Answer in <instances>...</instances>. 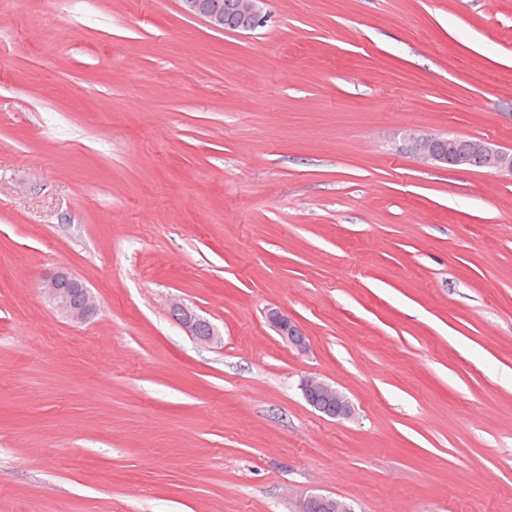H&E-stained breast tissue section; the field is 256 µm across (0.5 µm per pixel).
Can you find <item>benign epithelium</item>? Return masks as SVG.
<instances>
[{"mask_svg": "<svg viewBox=\"0 0 512 512\" xmlns=\"http://www.w3.org/2000/svg\"><path fill=\"white\" fill-rule=\"evenodd\" d=\"M180 3L184 14L203 19L212 29L222 30L229 23L237 31H248L258 26L262 18L261 4L265 0H230L225 7L216 4L215 0H180ZM409 154L426 163L492 168L512 175V150L488 139L420 134L412 139ZM42 291L52 308L73 322L83 323L98 311L91 289L67 270H59L45 279ZM170 310L197 341L211 343L217 339L215 326L181 300L173 299ZM267 318L274 331L289 346L298 351L307 348L308 338L304 330L288 314L271 308ZM301 390L310 406L330 418L346 419L352 414V405L348 398L322 380L310 377L302 382ZM298 512L353 510L340 499L309 494L299 501Z\"/></svg>", "mask_w": 512, "mask_h": 512, "instance_id": "obj_1", "label": "benign epithelium"}]
</instances>
